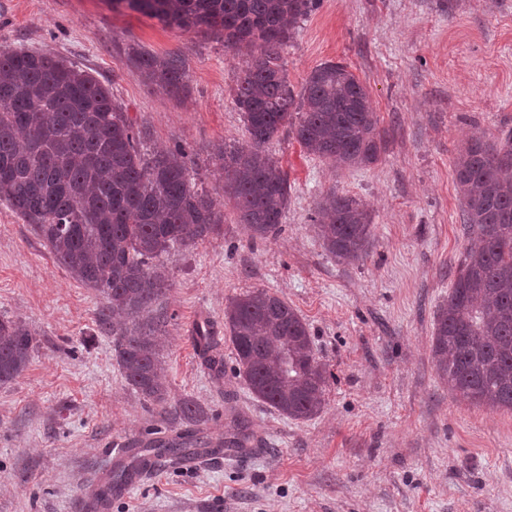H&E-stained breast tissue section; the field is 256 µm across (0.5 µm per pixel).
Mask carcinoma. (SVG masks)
I'll list each match as a JSON object with an SVG mask.
<instances>
[{
	"mask_svg": "<svg viewBox=\"0 0 512 512\" xmlns=\"http://www.w3.org/2000/svg\"><path fill=\"white\" fill-rule=\"evenodd\" d=\"M133 11L184 31L198 30L251 58L235 105L247 144L221 155L224 195L251 238L279 230L288 180L266 151L287 125L309 154L338 166L378 159L380 133L370 95L341 63H323L295 95L282 49L320 0H121ZM148 84L186 92V66L177 59L134 53ZM454 180L469 244L434 323L432 351L439 371L467 400L512 411V130L490 144L473 135L460 148ZM0 199L35 226L50 253L73 278L96 288L106 306L99 326L112 330L113 351L126 382L145 399L165 401L164 367L155 327L144 314L166 293L158 259L177 245L203 240L224 222L213 199L192 185L179 149L146 155L127 113L94 76L66 61L25 50L0 51ZM324 249L356 262L371 243V218L356 199L331 193L317 204ZM225 325L235 351V375L256 398L295 420L323 408L328 372L307 324L266 290L229 302ZM197 343L216 372L217 343ZM37 346L24 324L0 318V385L13 381ZM202 422L190 400L175 408ZM197 435L149 448L174 464L199 453ZM146 456L112 471L111 486L127 485Z\"/></svg>",
	"mask_w": 512,
	"mask_h": 512,
	"instance_id": "1",
	"label": "carcinoma"
}]
</instances>
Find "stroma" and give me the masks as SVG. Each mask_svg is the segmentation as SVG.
<instances>
[{
    "label": "stroma",
    "mask_w": 512,
    "mask_h": 512,
    "mask_svg": "<svg viewBox=\"0 0 512 512\" xmlns=\"http://www.w3.org/2000/svg\"><path fill=\"white\" fill-rule=\"evenodd\" d=\"M12 48L94 75L140 130L142 151L188 152L193 185L225 219L162 258L171 286L155 305L168 317L158 404L125 382L98 326L101 293L0 201V318L38 340L26 370L0 386V512H79L110 449L187 430L174 415L187 397L206 413L205 440L225 444L239 424L247 451L158 466L110 512H512V412L468 402L432 357L467 244L453 157L472 134L494 142L512 129V0H321L282 52L288 83L298 91L320 64L348 66L370 94L382 150L341 170L280 129L267 150L288 175V205L280 232L262 240L237 224L217 177L224 148L248 141L234 103L247 49L112 0H0V49ZM136 50L181 57L186 94L146 85ZM332 190L370 213L363 261H338L314 232L315 204ZM255 289L302 317L331 374L312 419L280 415L234 375L224 308ZM203 319L221 343L220 380L194 342Z\"/></svg>",
    "instance_id": "35a3bbf8"
}]
</instances>
